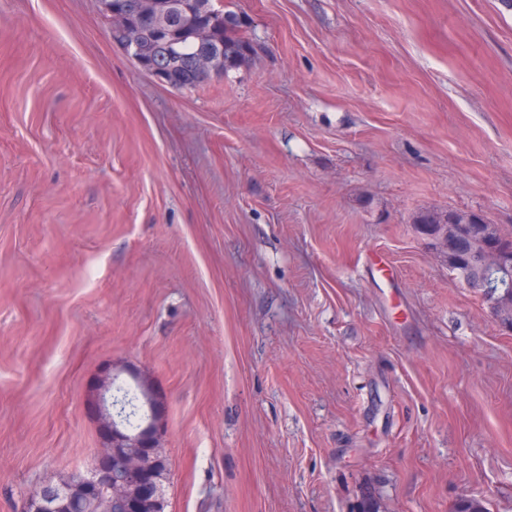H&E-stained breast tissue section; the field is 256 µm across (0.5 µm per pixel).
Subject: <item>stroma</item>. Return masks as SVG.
<instances>
[{
	"mask_svg": "<svg viewBox=\"0 0 512 512\" xmlns=\"http://www.w3.org/2000/svg\"><path fill=\"white\" fill-rule=\"evenodd\" d=\"M192 89L98 0H0V512L166 397V512H512V329L415 230L512 226L500 0H233ZM224 24V73L247 62L256 53L254 42L246 36L248 22L240 13L224 4L221 10ZM224 19V20H223Z\"/></svg>",
	"mask_w": 512,
	"mask_h": 512,
	"instance_id": "stroma-1",
	"label": "stroma"
}]
</instances>
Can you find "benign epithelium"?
I'll return each mask as SVG.
<instances>
[{
    "instance_id": "obj_1",
    "label": "benign epithelium",
    "mask_w": 512,
    "mask_h": 512,
    "mask_svg": "<svg viewBox=\"0 0 512 512\" xmlns=\"http://www.w3.org/2000/svg\"><path fill=\"white\" fill-rule=\"evenodd\" d=\"M102 14L111 22L113 41L138 65L160 83L172 86L174 76L166 59L176 51V43L168 39L161 24L168 7L174 5L187 19L190 37L198 48L187 67L193 77L209 79L218 73L216 52L222 47L220 36L212 29L197 22L195 0H129L123 10L113 6V0H99ZM153 33L150 58L141 57V43L145 28ZM441 242L448 253L463 252L471 277V288L486 298L494 296L491 275H512V255L503 252L492 235H487L486 245L480 252H473L461 231L453 224L442 225ZM121 371L137 379L149 410L145 426L130 432L112 420V376L101 380L95 389L92 404L102 424V448L95 466L87 475L75 474L77 488L66 484L44 486L31 494L23 512H85L88 500L104 495L120 512H141L142 499L155 498L158 484L147 478L146 454L160 459L166 441V400L152 379L139 370L126 367Z\"/></svg>"
}]
</instances>
